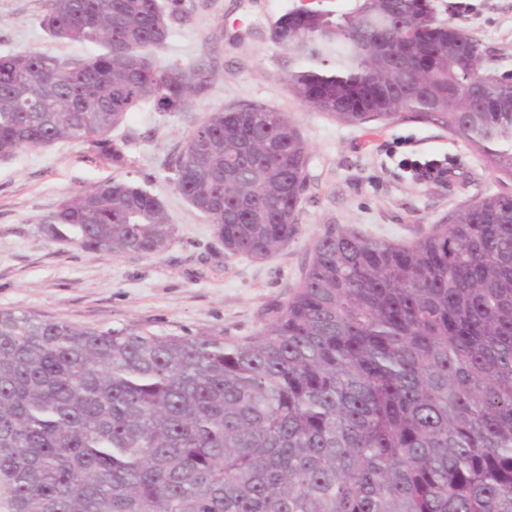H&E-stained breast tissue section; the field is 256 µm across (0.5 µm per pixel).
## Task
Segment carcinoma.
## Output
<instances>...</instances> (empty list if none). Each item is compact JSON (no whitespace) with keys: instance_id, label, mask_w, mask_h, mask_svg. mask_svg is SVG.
I'll use <instances>...</instances> for the list:
<instances>
[{"instance_id":"obj_1","label":"carcinoma","mask_w":512,"mask_h":512,"mask_svg":"<svg viewBox=\"0 0 512 512\" xmlns=\"http://www.w3.org/2000/svg\"><path fill=\"white\" fill-rule=\"evenodd\" d=\"M183 0H50L59 40L106 52L0 56V159L59 140L124 162L114 128L209 87L158 68ZM289 90L347 123L436 122L512 178V75L433 0L291 8L268 27ZM306 145L260 104L209 113L169 158L230 256L298 234ZM52 244L154 256L175 227L105 181L37 220ZM0 501L8 512H512V193L411 243L329 224L250 336L82 327L0 311Z\"/></svg>"}]
</instances>
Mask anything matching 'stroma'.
Returning a JSON list of instances; mask_svg holds the SVG:
<instances>
[{
	"mask_svg": "<svg viewBox=\"0 0 512 512\" xmlns=\"http://www.w3.org/2000/svg\"><path fill=\"white\" fill-rule=\"evenodd\" d=\"M339 12L357 0H184L189 21L174 26L153 60L157 67L204 65L210 87L186 112L144 103L112 138L124 164L92 146L59 141L0 159V310L79 326L137 325L155 333L248 336L267 309L287 298L326 225L358 228L378 240L412 242L472 201L512 192V179L485 167L476 150L440 125L414 117L345 123L308 109L288 89V64L267 36L286 9L317 2ZM448 21L478 40L488 66L512 73V0H462ZM49 0H0V55L44 51L82 61L94 43L59 42L41 19ZM247 103L288 114L307 145L300 231L265 260L228 258L214 227L174 188L166 165L209 112ZM435 159L447 179L428 180L405 159ZM135 181L158 197L175 227L161 254L89 253L49 243L35 221L65 197L105 180Z\"/></svg>",
	"mask_w": 512,
	"mask_h": 512,
	"instance_id": "obj_1",
	"label": "stroma"
}]
</instances>
